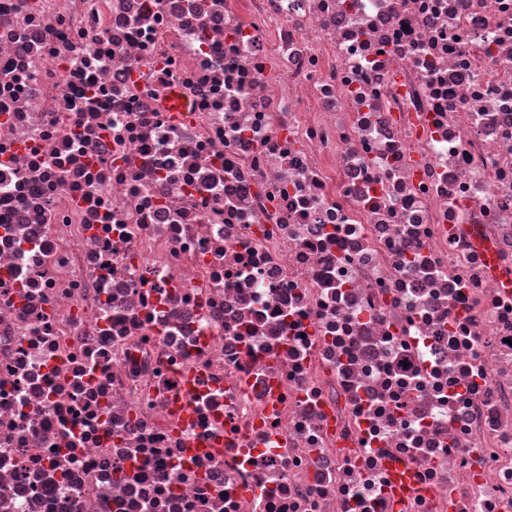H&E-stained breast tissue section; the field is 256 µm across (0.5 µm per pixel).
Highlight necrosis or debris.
<instances>
[{
  "mask_svg": "<svg viewBox=\"0 0 512 512\" xmlns=\"http://www.w3.org/2000/svg\"><path fill=\"white\" fill-rule=\"evenodd\" d=\"M0 512H512V0H0Z\"/></svg>",
  "mask_w": 512,
  "mask_h": 512,
  "instance_id": "1",
  "label": "necrosis or debris"
}]
</instances>
